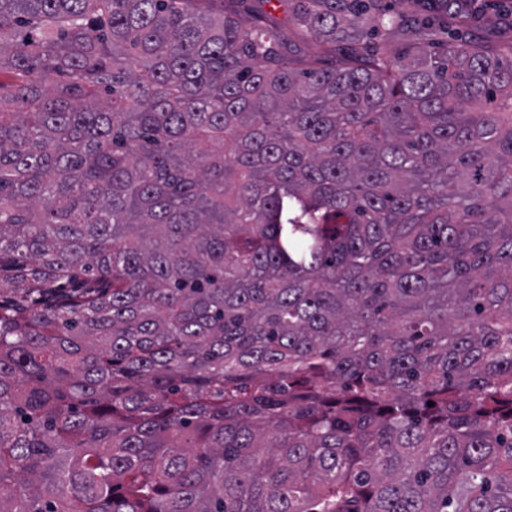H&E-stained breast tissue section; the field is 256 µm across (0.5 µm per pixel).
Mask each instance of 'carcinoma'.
<instances>
[{
	"instance_id": "1",
	"label": "carcinoma",
	"mask_w": 512,
	"mask_h": 512,
	"mask_svg": "<svg viewBox=\"0 0 512 512\" xmlns=\"http://www.w3.org/2000/svg\"><path fill=\"white\" fill-rule=\"evenodd\" d=\"M286 2L0 0V512H512V41ZM278 1L249 0L247 4L257 26L272 30L281 39L300 43L303 38L302 30L288 18V12Z\"/></svg>"
}]
</instances>
